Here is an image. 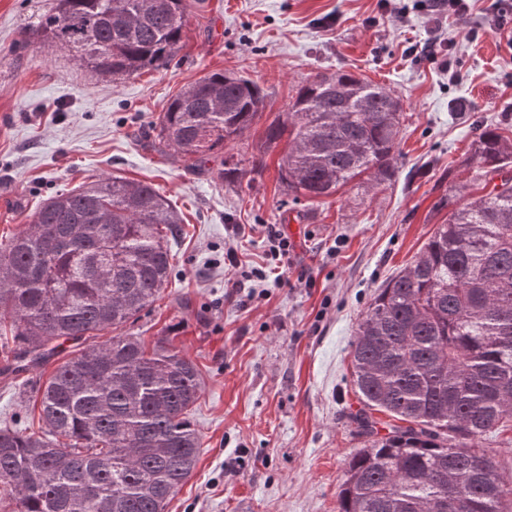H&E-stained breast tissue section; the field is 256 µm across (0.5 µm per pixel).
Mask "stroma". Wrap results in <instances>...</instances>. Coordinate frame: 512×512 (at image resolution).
Segmentation results:
<instances>
[{"label": "stroma", "instance_id": "stroma-1", "mask_svg": "<svg viewBox=\"0 0 512 512\" xmlns=\"http://www.w3.org/2000/svg\"><path fill=\"white\" fill-rule=\"evenodd\" d=\"M53 0H0V243L39 203L103 177L152 184L180 214L163 297L131 331L172 338L200 369L197 467L165 512H338L346 461L363 446L352 416L351 343L377 288L409 265L442 206L469 184L476 129H512V43L489 0L466 17L416 0H189L168 67L97 77L31 30ZM347 70L403 105L395 175L293 200L279 151L241 181H210L140 145L182 88L211 72L250 76L266 109L224 152L252 157L307 77ZM290 243L287 282L270 273L267 231ZM235 240L240 267L224 262ZM249 277L247 289L230 280ZM41 371L0 375V427L39 429Z\"/></svg>", "mask_w": 512, "mask_h": 512}]
</instances>
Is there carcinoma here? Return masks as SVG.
<instances>
[{
    "mask_svg": "<svg viewBox=\"0 0 512 512\" xmlns=\"http://www.w3.org/2000/svg\"><path fill=\"white\" fill-rule=\"evenodd\" d=\"M188 0H55L36 29L95 75L163 68L179 50ZM265 110L260 85L212 72L171 99L144 145L199 174L236 180L224 156ZM403 116L387 88L338 70L317 74L266 128L264 154L288 137L279 177L294 199L330 197L365 175L394 173ZM473 182L448 199L414 262L390 277L352 342L354 415L364 447L348 461L338 512H504L512 480L484 437L512 422V136L486 127ZM175 209L152 186L102 178L44 201L0 244V327L16 344L4 370L43 366L79 348L37 389L42 432L0 428L4 512H165L192 475L191 420L203 380L161 337L127 332L162 298ZM391 418L379 435L380 420Z\"/></svg>",
    "mask_w": 512,
    "mask_h": 512,
    "instance_id": "cac0c4a2",
    "label": "carcinoma"
}]
</instances>
